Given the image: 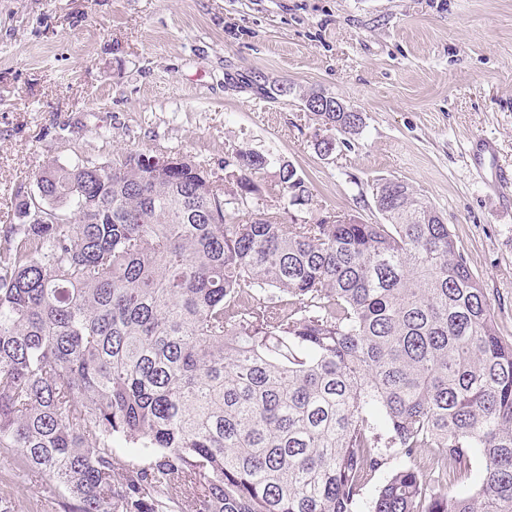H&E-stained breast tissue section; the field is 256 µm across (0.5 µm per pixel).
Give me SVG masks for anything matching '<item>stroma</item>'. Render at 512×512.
Listing matches in <instances>:
<instances>
[{
	"mask_svg": "<svg viewBox=\"0 0 512 512\" xmlns=\"http://www.w3.org/2000/svg\"><path fill=\"white\" fill-rule=\"evenodd\" d=\"M261 75L290 93L267 98ZM361 112L318 152L304 95ZM494 141L512 169V0H0V225L48 163L133 151L186 156L220 196L237 149L272 157L240 219L383 223L373 189L398 179L440 213L512 342V209L471 159ZM312 192L268 194L280 162ZM15 512H64L45 481L0 467Z\"/></svg>",
	"mask_w": 512,
	"mask_h": 512,
	"instance_id": "obj_1",
	"label": "stroma"
}]
</instances>
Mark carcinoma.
Here are the masks:
<instances>
[{"label":"carcinoma","mask_w":512,"mask_h":512,"mask_svg":"<svg viewBox=\"0 0 512 512\" xmlns=\"http://www.w3.org/2000/svg\"><path fill=\"white\" fill-rule=\"evenodd\" d=\"M271 163L237 150L224 201L187 158L42 170L57 222L0 227V449L68 512H359L392 448L370 512H512V343L448 225L397 179L383 224L227 214ZM278 195L310 200L287 162ZM389 462L390 463L387 465V467L376 472V474L373 475L370 481L364 486L361 495L363 507L360 509V512H368L369 509L367 508L366 504L369 503L371 498L376 494L377 490L385 482L391 471L398 467L400 464L399 459H391Z\"/></svg>","instance_id":"carcinoma-1"}]
</instances>
